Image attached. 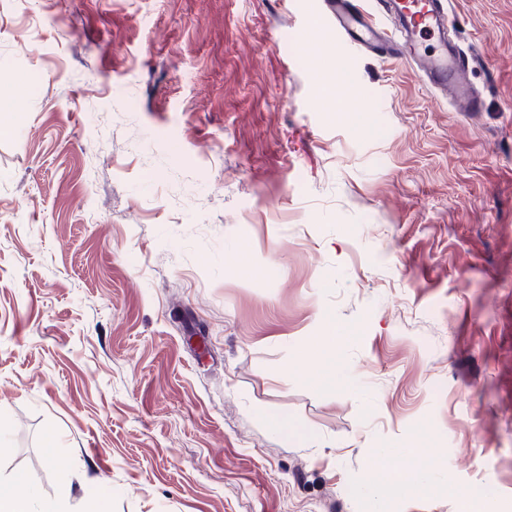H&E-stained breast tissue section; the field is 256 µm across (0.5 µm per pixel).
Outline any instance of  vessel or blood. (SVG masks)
<instances>
[{
    "instance_id": "obj_1",
    "label": "vessel or blood",
    "mask_w": 512,
    "mask_h": 512,
    "mask_svg": "<svg viewBox=\"0 0 512 512\" xmlns=\"http://www.w3.org/2000/svg\"><path fill=\"white\" fill-rule=\"evenodd\" d=\"M323 0L327 30H309L307 41L322 44L327 33L379 57L406 59L436 91L449 95L465 111L480 112L484 101L472 85V58L459 40L449 38L454 26L447 0Z\"/></svg>"
}]
</instances>
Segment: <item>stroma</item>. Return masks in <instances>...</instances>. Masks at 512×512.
Listing matches in <instances>:
<instances>
[{"instance_id": "35a3bbf8", "label": "stroma", "mask_w": 512, "mask_h": 512, "mask_svg": "<svg viewBox=\"0 0 512 512\" xmlns=\"http://www.w3.org/2000/svg\"><path fill=\"white\" fill-rule=\"evenodd\" d=\"M483 112L304 33L318 0H0V477L70 512H512V0ZM344 65L364 113L335 111ZM345 331L343 392L309 376ZM285 416L307 440L273 433ZM404 466L394 474L385 471H373L370 475L371 486L385 488L391 497L401 496L410 490H415L419 495H432L439 492H447L449 496L456 497L461 503L462 512H491L493 510L486 501L471 496L464 490L448 485L440 487L425 481L431 466V455L428 448H410L403 458Z\"/></svg>"}]
</instances>
